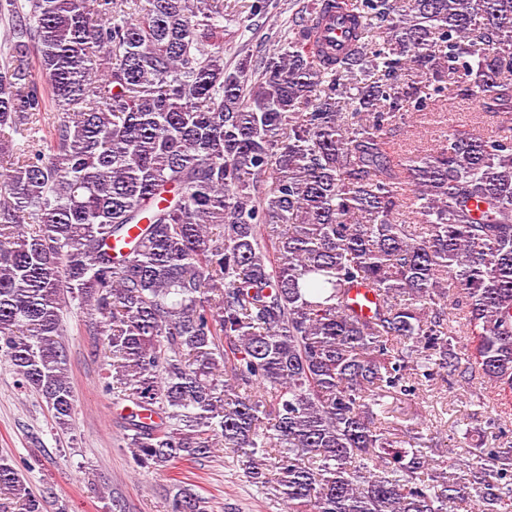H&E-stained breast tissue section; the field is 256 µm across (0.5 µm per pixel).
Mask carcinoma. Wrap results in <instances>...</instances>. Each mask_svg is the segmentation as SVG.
Instances as JSON below:
<instances>
[{"instance_id": "1", "label": "carcinoma", "mask_w": 512, "mask_h": 512, "mask_svg": "<svg viewBox=\"0 0 512 512\" xmlns=\"http://www.w3.org/2000/svg\"><path fill=\"white\" fill-rule=\"evenodd\" d=\"M3 18L0 355L56 428L76 301L141 469L222 448L286 512L512 509V446L466 478L387 436L386 402L475 373L512 394V0H314L232 69L224 0ZM474 97L496 129L456 128ZM435 115L431 148L393 138ZM49 503L0 457V512ZM206 508L174 480L168 512Z\"/></svg>"}]
</instances>
